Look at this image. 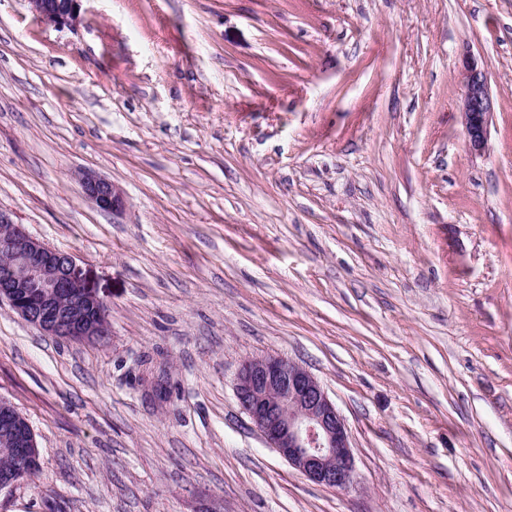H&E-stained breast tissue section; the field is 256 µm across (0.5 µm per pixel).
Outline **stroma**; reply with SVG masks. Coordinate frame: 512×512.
<instances>
[{
	"label": "stroma",
	"mask_w": 512,
	"mask_h": 512,
	"mask_svg": "<svg viewBox=\"0 0 512 512\" xmlns=\"http://www.w3.org/2000/svg\"><path fill=\"white\" fill-rule=\"evenodd\" d=\"M0 210L110 323L74 343L0 303L40 449L0 512H512V0H83L61 29L0 0ZM268 354L344 417L348 490L239 406ZM463 87L462 123L471 150L481 153L487 146L494 102L486 74L474 61L467 62L463 73ZM80 183L84 197L100 211L119 214L126 209L128 200L118 184L93 172H84Z\"/></svg>",
	"instance_id": "1"
}]
</instances>
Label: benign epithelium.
<instances>
[{
	"label": "benign epithelium",
	"instance_id": "1",
	"mask_svg": "<svg viewBox=\"0 0 512 512\" xmlns=\"http://www.w3.org/2000/svg\"><path fill=\"white\" fill-rule=\"evenodd\" d=\"M46 25L74 26L83 0H27ZM461 119L469 146L481 153L488 141L494 102L484 71L470 62L463 73ZM84 197L97 209L119 214L128 200L122 187L93 172L81 175ZM0 301L43 334L67 341L105 335L108 306L85 287L72 255L29 234L0 211ZM236 397L268 445L312 482L347 490L356 464L345 420L320 383L301 365L281 356L244 361ZM17 467L35 470V434L15 407L0 398V453Z\"/></svg>",
	"mask_w": 512,
	"mask_h": 512
}]
</instances>
